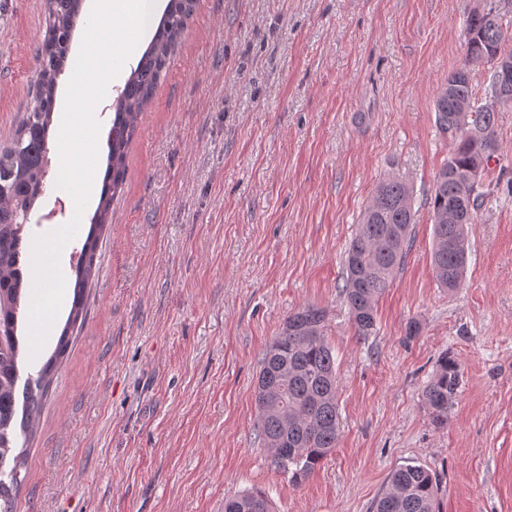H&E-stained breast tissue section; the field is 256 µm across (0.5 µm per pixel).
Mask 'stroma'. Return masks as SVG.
Wrapping results in <instances>:
<instances>
[{
    "label": "stroma",
    "mask_w": 512,
    "mask_h": 512,
    "mask_svg": "<svg viewBox=\"0 0 512 512\" xmlns=\"http://www.w3.org/2000/svg\"><path fill=\"white\" fill-rule=\"evenodd\" d=\"M45 0H0V143L33 89ZM512 0H197L127 153L97 272L30 444L20 512H371L398 466L439 478L435 512H512V108L499 112L463 288L431 267L430 189L449 155L434 100L473 9ZM35 205L29 238L59 190ZM414 193L409 251L358 339L338 287L377 183ZM328 314L342 427L301 484L256 438L260 361L288 315ZM417 335H407L409 322ZM446 426L422 390L444 354ZM462 383L463 371L458 360L448 354L441 356L422 392L423 401L436 425L448 423ZM224 512H272V506L265 493L252 491L226 499Z\"/></svg>",
    "instance_id": "obj_1"
}]
</instances>
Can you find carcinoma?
Wrapping results in <instances>:
<instances>
[{"label":"carcinoma","instance_id":"1","mask_svg":"<svg viewBox=\"0 0 512 512\" xmlns=\"http://www.w3.org/2000/svg\"><path fill=\"white\" fill-rule=\"evenodd\" d=\"M196 0H168L148 50L115 102L107 175L95 225L87 234L76 269L70 317L53 355L37 376L21 378L18 312L26 276L21 246L30 214L43 194L48 130L56 104L58 76L71 45L81 0H47L48 25L36 52L33 100L8 143L0 148V512H18L29 442L38 424L57 366L70 342L69 330L84 310L89 279L96 268L100 234L109 223L110 205L126 175L128 145L138 119L150 103L171 56L181 43ZM512 18L495 10L468 13L464 21L465 56L436 94L434 109L440 131L452 147L435 176L432 205L431 264L436 281L453 291L463 284L469 254L468 226L475 221L483 193L482 176L499 146L496 113L512 106V87L500 82L498 61L512 64ZM490 65L484 97L471 81V66ZM413 190L396 176L379 181L345 252L341 295L356 335L376 328V306L402 268L415 224ZM23 382L20 421L16 389ZM463 383L454 357H440L424 387L423 401L432 421L448 423ZM338 376L333 348L326 339V310L307 304L290 314L266 348L257 380V437L272 452V464L298 485L328 456L340 434ZM23 448L12 454L18 438ZM437 478L422 466L402 465L388 477L373 512H433ZM224 512H272L265 493L252 491L224 501Z\"/></svg>","mask_w":512,"mask_h":512}]
</instances>
